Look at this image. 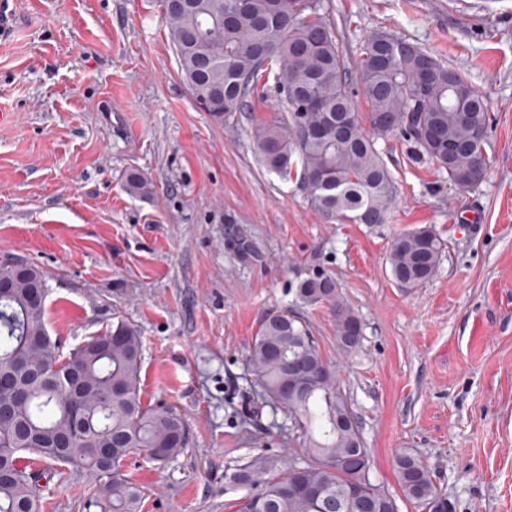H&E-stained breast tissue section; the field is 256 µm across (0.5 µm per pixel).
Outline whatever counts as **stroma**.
Instances as JSON below:
<instances>
[{
	"label": "stroma",
	"mask_w": 512,
	"mask_h": 512,
	"mask_svg": "<svg viewBox=\"0 0 512 512\" xmlns=\"http://www.w3.org/2000/svg\"><path fill=\"white\" fill-rule=\"evenodd\" d=\"M350 70L387 31L465 73L493 118L485 179L460 190L402 139L378 142L393 188L384 224L326 221L298 177L261 164L256 130L285 116L272 77L216 121L183 80L159 0H15L0 40V261L47 279L46 324L62 351L135 324L141 398L175 408L188 446L131 470L141 512H234L236 468L292 454L287 415L256 402L246 356L262 319L307 321L372 457L400 497L392 460L411 449L451 512H512V0H321ZM139 172L151 192L127 190ZM419 228L444 243L436 274L403 290L387 261ZM331 275L364 324L336 349L327 307L300 302ZM91 478L38 489L40 512H85Z\"/></svg>",
	"instance_id": "obj_1"
}]
</instances>
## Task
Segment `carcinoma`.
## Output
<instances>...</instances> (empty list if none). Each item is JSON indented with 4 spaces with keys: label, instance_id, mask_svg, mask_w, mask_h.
<instances>
[{
    "label": "carcinoma",
    "instance_id": "carcinoma-1",
    "mask_svg": "<svg viewBox=\"0 0 512 512\" xmlns=\"http://www.w3.org/2000/svg\"><path fill=\"white\" fill-rule=\"evenodd\" d=\"M164 20L180 73L201 108L222 96L237 112L263 65L286 102L284 118L256 130L264 166L286 179L300 171L312 207L329 221L384 224L393 185L377 140L399 135L413 163H439L448 181L472 188L485 178L491 119L483 96L461 73L419 47L379 31L365 42L358 74L365 115L356 112L352 73L339 40L320 14V0H162ZM453 151H448V147ZM444 251L430 229L394 240L388 262L395 282L416 288L435 274ZM0 263V278L12 288L0 297V512H36L37 483L62 478V464L87 473L95 491L86 512H141L144 487L127 462L146 457L163 463L182 453L188 429L172 408L141 400L140 332L119 319L102 336L62 355L48 335L45 305L31 290L47 286L43 271L20 260ZM298 299L329 307L336 349L360 321L335 280L309 276L297 285ZM261 400L288 412L300 431L295 466L258 453L234 477L248 486L235 512H318L315 496L335 504L329 512H399L395 496L370 479L371 457L351 404L332 363L321 352L309 324L286 311L261 321L246 357ZM78 383H46L23 371H49L58 362ZM310 368L305 395L289 390L288 367ZM80 436L67 438L75 423ZM406 499L428 512H448L426 465L410 450L393 457Z\"/></svg>",
    "mask_w": 512,
    "mask_h": 512
}]
</instances>
